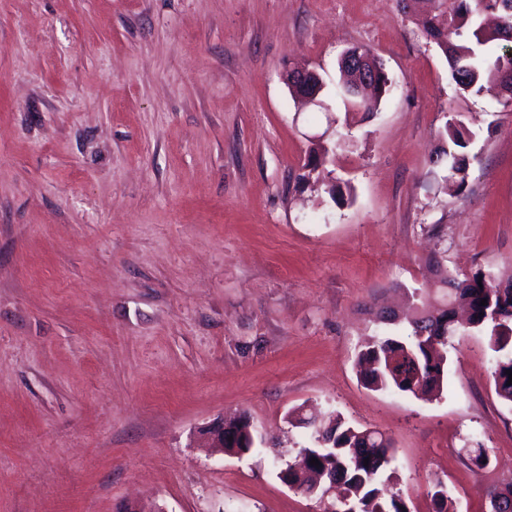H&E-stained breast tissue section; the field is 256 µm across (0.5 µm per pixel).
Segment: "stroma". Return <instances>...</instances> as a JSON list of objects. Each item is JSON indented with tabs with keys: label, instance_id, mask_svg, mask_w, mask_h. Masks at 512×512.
<instances>
[{
	"label": "stroma",
	"instance_id": "1",
	"mask_svg": "<svg viewBox=\"0 0 512 512\" xmlns=\"http://www.w3.org/2000/svg\"><path fill=\"white\" fill-rule=\"evenodd\" d=\"M433 0H0V512H325L288 488L296 410L378 430L394 491L489 512L512 483V404L484 335L451 339L439 394L364 386L434 262L512 278V106L460 91L423 35ZM392 89L349 115L339 58ZM316 70L327 110L295 102ZM473 133L469 187L431 163ZM328 154L303 183L313 141ZM348 183L334 201L328 186ZM250 419L244 458L206 446ZM488 448L483 468L464 449ZM230 427H233L236 429V431L239 433V439L236 442L238 447H241V441H244V448H238L235 445V441L238 438V435L235 434V432L230 431L224 424V419L220 422L214 424L208 430L206 431V436L208 439V447L209 448H220L221 450H224V443L227 442H234V448L233 444H229L227 448H225L226 452L233 451L235 448L237 449V452H246L247 455H249L254 447L255 444L253 443V439L255 440L256 432L253 428V426L250 424L249 420L246 417H241L237 420L228 422ZM225 432V433H224ZM253 445V448H246Z\"/></svg>",
	"mask_w": 512,
	"mask_h": 512
}]
</instances>
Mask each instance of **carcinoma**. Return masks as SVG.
Wrapping results in <instances>:
<instances>
[{
  "label": "carcinoma",
  "instance_id": "carcinoma-1",
  "mask_svg": "<svg viewBox=\"0 0 512 512\" xmlns=\"http://www.w3.org/2000/svg\"><path fill=\"white\" fill-rule=\"evenodd\" d=\"M507 0H455L448 22L439 23L433 17L424 26L439 47L459 90L479 94L487 82H497L504 73H512V51L506 50L492 59L482 58L487 45L501 39V31L489 32L480 26L479 18L486 13L504 15ZM392 80L385 74L378 77L366 98L352 97L354 112H372L386 96ZM473 132L458 117L446 122L444 143L436 152L432 164L445 172L444 180L456 194L468 188L471 158L467 148ZM486 305H480L481 300ZM405 336H386L367 342L362 357L369 369L364 376L367 386L381 390L394 389L416 394L440 388L446 359L441 350L448 340L467 332L488 337V347L496 354L493 381L496 394L512 403V385L506 371H512V282H497L491 269H479L461 278L446 268H439L435 283L422 289V303L409 321ZM244 442L242 452L251 453L256 432L249 420L241 417L229 422ZM324 438L330 444L321 448L304 449L308 458L319 465L295 469L288 467V482L309 495L323 496L331 479L344 487L346 496L336 498L331 512H410L405 500L388 490L394 478L390 468L392 442L385 434L360 429L335 417ZM430 495L435 512H454L453 503L441 484Z\"/></svg>",
  "mask_w": 512,
  "mask_h": 512
}]
</instances>
